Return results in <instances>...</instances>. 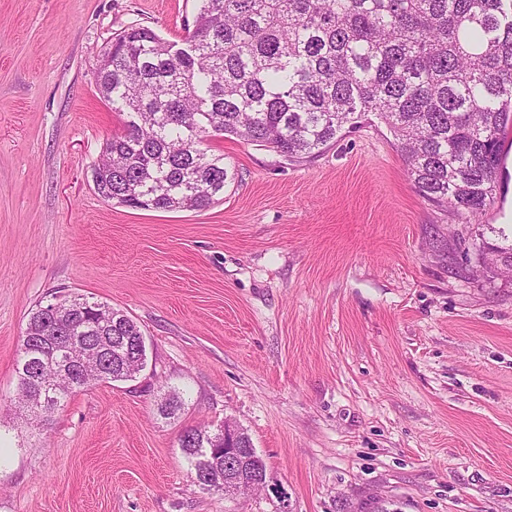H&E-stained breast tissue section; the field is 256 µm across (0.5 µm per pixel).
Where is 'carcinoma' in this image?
I'll use <instances>...</instances> for the list:
<instances>
[{
	"instance_id": "cac0c4a2",
	"label": "carcinoma",
	"mask_w": 512,
	"mask_h": 512,
	"mask_svg": "<svg viewBox=\"0 0 512 512\" xmlns=\"http://www.w3.org/2000/svg\"><path fill=\"white\" fill-rule=\"evenodd\" d=\"M183 46L132 25L104 53L98 77L124 131L106 139L95 187L106 201L144 210L204 209L224 194V156L210 137L309 156L375 112L393 133L407 174L427 199L473 223L491 204L512 143V0H201ZM66 336H140L124 311L72 300ZM39 345L22 343L24 364ZM109 351L99 372L58 373L50 396L133 371ZM190 479L214 465L209 431L188 428Z\"/></svg>"
}]
</instances>
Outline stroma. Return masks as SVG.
I'll use <instances>...</instances> for the list:
<instances>
[{
  "label": "stroma",
  "instance_id": "35a3bbf8",
  "mask_svg": "<svg viewBox=\"0 0 512 512\" xmlns=\"http://www.w3.org/2000/svg\"><path fill=\"white\" fill-rule=\"evenodd\" d=\"M199 0H0V512H512V148L467 224L424 198L376 114L286 159L209 138L232 175L203 210L104 201L122 132L98 89L127 27L181 40ZM84 296L127 312L148 365L19 412L29 316ZM182 407L161 414L164 394ZM250 436L267 486L200 490L183 430Z\"/></svg>",
  "mask_w": 512,
  "mask_h": 512
}]
</instances>
